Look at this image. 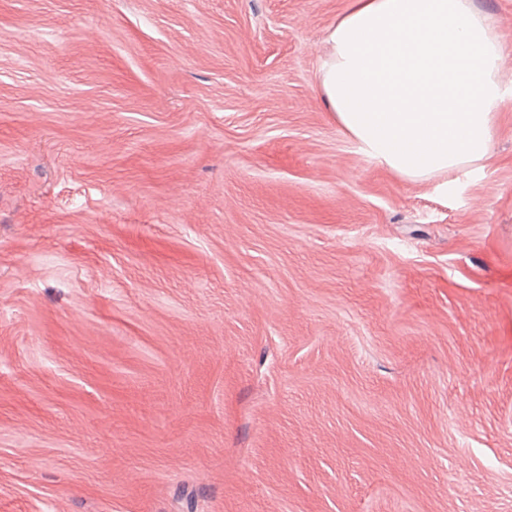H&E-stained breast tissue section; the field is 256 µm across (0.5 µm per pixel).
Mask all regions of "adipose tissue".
Masks as SVG:
<instances>
[{
    "mask_svg": "<svg viewBox=\"0 0 512 512\" xmlns=\"http://www.w3.org/2000/svg\"><path fill=\"white\" fill-rule=\"evenodd\" d=\"M327 41L319 89L359 152L409 181L488 157L511 57L469 0H351Z\"/></svg>",
    "mask_w": 512,
    "mask_h": 512,
    "instance_id": "obj_1",
    "label": "adipose tissue"
}]
</instances>
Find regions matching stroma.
<instances>
[{
  "label": "stroma",
  "instance_id": "obj_1",
  "mask_svg": "<svg viewBox=\"0 0 512 512\" xmlns=\"http://www.w3.org/2000/svg\"><path fill=\"white\" fill-rule=\"evenodd\" d=\"M350 0H0V512H512V72L404 180Z\"/></svg>",
  "mask_w": 512,
  "mask_h": 512
}]
</instances>
